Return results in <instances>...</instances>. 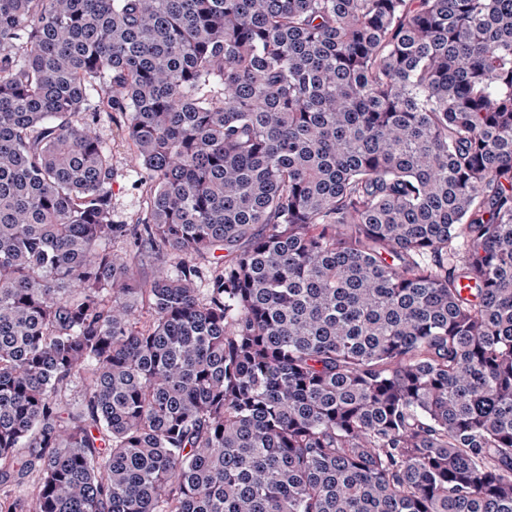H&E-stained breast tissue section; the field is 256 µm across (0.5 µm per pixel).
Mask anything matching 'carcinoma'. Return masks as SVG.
Wrapping results in <instances>:
<instances>
[{"label": "carcinoma", "instance_id": "1", "mask_svg": "<svg viewBox=\"0 0 512 512\" xmlns=\"http://www.w3.org/2000/svg\"><path fill=\"white\" fill-rule=\"evenodd\" d=\"M0 512H512V0H0ZM98 133L112 158V220L135 224L144 201L141 190L135 185L144 180L145 172L135 165L133 150L123 129V118L102 114Z\"/></svg>", "mask_w": 512, "mask_h": 512}]
</instances>
